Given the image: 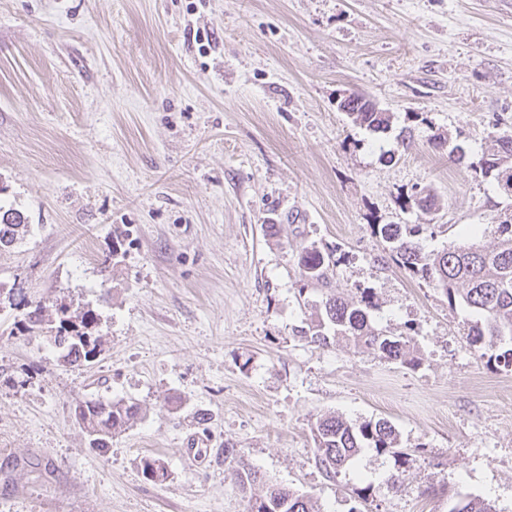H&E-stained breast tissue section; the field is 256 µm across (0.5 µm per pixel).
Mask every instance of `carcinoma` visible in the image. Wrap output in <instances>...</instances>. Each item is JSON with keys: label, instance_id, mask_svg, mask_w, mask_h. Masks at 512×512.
<instances>
[{"label": "carcinoma", "instance_id": "carcinoma-1", "mask_svg": "<svg viewBox=\"0 0 512 512\" xmlns=\"http://www.w3.org/2000/svg\"><path fill=\"white\" fill-rule=\"evenodd\" d=\"M344 110L353 121L371 130L389 126L388 112H375L358 94L344 99ZM480 170L496 181L505 193L512 195V131H504L495 139L490 152L480 162ZM13 224L0 223V248L17 239L24 227L19 213L12 210ZM500 240L490 250L480 246L450 247L426 253L419 243L401 233V225L384 224L378 233L390 244V251L402 267L442 291L451 306L460 305L480 317L468 333L471 343L481 350L480 357L497 369L512 371V224L499 225ZM335 263V250H321L314 245L302 249L300 264L305 279L320 282L325 271ZM15 306L27 308L24 328L33 333L41 328L46 301L24 297ZM58 325L54 345L61 359L71 366L91 361L101 352L102 337L94 334L96 315L90 311L71 310L65 303L54 304ZM368 291L359 300L345 301L333 295L326 297L324 311L310 335V342L326 346L330 337L343 338L356 346L371 349L393 360L407 361V341L383 334L370 324L367 308ZM138 407L124 400L99 398L78 401L74 407L76 421L90 436L93 448H107L112 432L132 423ZM315 459L329 477H334L354 464L364 448L388 452L397 447L394 427L386 420L353 422L336 416H321L312 427ZM236 482L247 490L259 479L253 470L233 451L224 450ZM143 473L153 479L165 478L167 470L156 458L143 459ZM250 512H317L315 502L307 495L288 488L270 486L264 495L254 498ZM448 512H497L483 500L457 495L448 504Z\"/></svg>", "mask_w": 512, "mask_h": 512}]
</instances>
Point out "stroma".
Instances as JSON below:
<instances>
[{"label":"stroma","instance_id":"35a3bbf8","mask_svg":"<svg viewBox=\"0 0 512 512\" xmlns=\"http://www.w3.org/2000/svg\"><path fill=\"white\" fill-rule=\"evenodd\" d=\"M351 92L387 130L340 110ZM507 128L512 0H0V208L27 226L0 251V512H248L268 483L320 512H512V372L374 231L496 244L512 196L478 162ZM312 244L342 256L327 284ZM13 289L92 310L100 354L61 365ZM365 289L411 363L302 337ZM99 397L140 407L103 452L72 412ZM322 415L389 421L402 460L327 477ZM334 257V249L322 251L315 245L304 247L300 256V264L307 282H322L325 279V271L330 267V263L335 264ZM224 461H228L231 473L242 490L247 491L259 479L257 471L245 464L237 453L234 454L233 449H224Z\"/></svg>","mask_w":512,"mask_h":512}]
</instances>
